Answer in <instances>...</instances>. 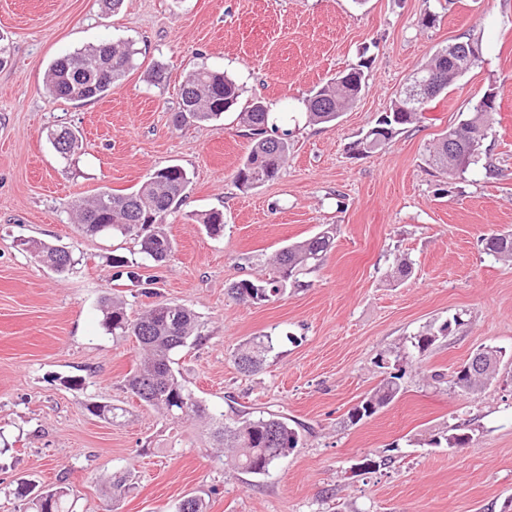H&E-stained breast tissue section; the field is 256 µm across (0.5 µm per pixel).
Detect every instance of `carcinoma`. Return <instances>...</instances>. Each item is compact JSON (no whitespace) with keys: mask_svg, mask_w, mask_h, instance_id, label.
Returning a JSON list of instances; mask_svg holds the SVG:
<instances>
[{"mask_svg":"<svg viewBox=\"0 0 512 512\" xmlns=\"http://www.w3.org/2000/svg\"><path fill=\"white\" fill-rule=\"evenodd\" d=\"M136 51L126 42H103L73 54L55 59L48 67L46 90L50 97L70 102H83L104 97L112 84L135 67ZM435 71L445 75V85L453 84L467 73L448 58V48L438 50L423 64L418 73L427 76ZM367 83L360 68L340 73L333 81L312 92L306 99L310 121L317 124H334L341 114L351 108L365 92ZM239 97L235 82L222 72L207 68L195 70L186 80L181 91L179 111L175 122L183 125L217 120L230 111ZM497 94L484 93L472 102L466 118L445 131L428 162L448 176L463 174L478 162L481 126L492 124L497 111ZM420 113L413 111L405 94L392 102L374 127L368 130L354 146L371 153L386 147L399 131L415 124ZM246 122L252 127L254 142L235 174L238 185L253 189L276 179L288 159V140L267 136L270 115L263 102L252 103L245 113ZM190 178L185 169L168 165L155 170L141 187L129 194L101 192L89 202L75 204L78 227L89 235L112 234L135 236L141 239L142 253L155 262L165 261L173 244L163 228L168 212L183 201ZM198 223L207 233L218 236L224 231V215L211 211L200 215ZM334 241V233L326 228L314 236L288 244L275 255L276 276L265 280L241 279L228 288V295L236 301L262 304L281 296L302 267L318 265ZM18 246L40 258L43 263L61 273L72 269L76 260L73 254L60 246L49 245L33 238L19 239ZM485 250L496 260L512 264V233H495L485 238ZM100 311L106 330L114 336H133L139 349V363L128 373L127 389L146 405L172 418H200L208 420L210 437L217 448L232 453L234 464L254 475H265L288 452L299 446V432L282 417L261 414L250 417L241 415L227 421L224 414L209 411L201 400L188 390L173 368V356L190 343L202 340L196 313L177 303L160 301L144 314L130 318L123 303L109 298L101 302ZM458 319L443 323L439 328L428 329L410 340L407 350L395 355L380 356L375 361L382 369L380 383L362 400L349 415L357 423L374 415L391 403L400 392L399 380L406 372L405 364L414 354H422L440 336L448 335V328L459 325ZM274 339L270 335L255 336L239 349L235 363L243 372L259 370L267 357L274 352ZM462 393L478 392L486 388V376L473 375L455 379ZM94 416L114 422L124 414V409L109 402L94 401L86 406ZM463 448L472 443L464 432L443 435L432 440L439 445ZM109 487L113 500L127 495L132 484L128 476L118 471L112 474ZM50 498L42 499L29 483L17 487L19 512H71L69 489H47Z\"/></svg>","mask_w":512,"mask_h":512,"instance_id":"obj_1","label":"carcinoma"}]
</instances>
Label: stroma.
I'll list each match as a JSON object with an SVG mask.
<instances>
[{
  "instance_id": "stroma-1",
  "label": "stroma",
  "mask_w": 512,
  "mask_h": 512,
  "mask_svg": "<svg viewBox=\"0 0 512 512\" xmlns=\"http://www.w3.org/2000/svg\"><path fill=\"white\" fill-rule=\"evenodd\" d=\"M0 34L10 46L0 67V436L10 446L0 455V512H15L22 479L69 486L75 512H174L187 496L206 512H504L512 265L483 240L512 232V0H124L114 13L100 0H0ZM470 38L481 46L478 67L386 148L354 150L437 49ZM112 41L138 55L104 98L47 95L54 59ZM358 65L368 87L356 104L337 124L309 122L313 88ZM202 66L236 82L237 109L176 124L181 85ZM489 90L497 112L479 163L456 177L430 166L440 133ZM256 99L290 151L278 178L248 190L234 176L253 143L241 114ZM62 129L80 141L67 159L51 143ZM169 164L190 184L165 218L174 242L166 262L145 258L133 238L78 230L75 202L134 191ZM209 210L223 212V236L196 222ZM327 226L332 248L280 298L229 297L238 280L275 276L277 250ZM28 237L73 251L77 265L55 272L20 249ZM116 255L136 279L116 275ZM403 258L412 273L400 279ZM107 297L132 317L155 299L195 311L202 340L176 356L186 387L228 417H287L299 447L252 475L209 445L202 420L174 422L142 405L125 386L138 343L104 329ZM456 315L462 325L407 369L397 398L350 422L380 380L377 355ZM266 333L275 351L258 372L240 371L235 352ZM481 345L505 358L490 387L462 394L455 372ZM72 376L83 386H70ZM93 401L126 415L104 422L87 411ZM458 425L473 436L468 448L434 445ZM365 458L373 468L360 469ZM116 470L134 489L114 504L107 480Z\"/></svg>"
}]
</instances>
